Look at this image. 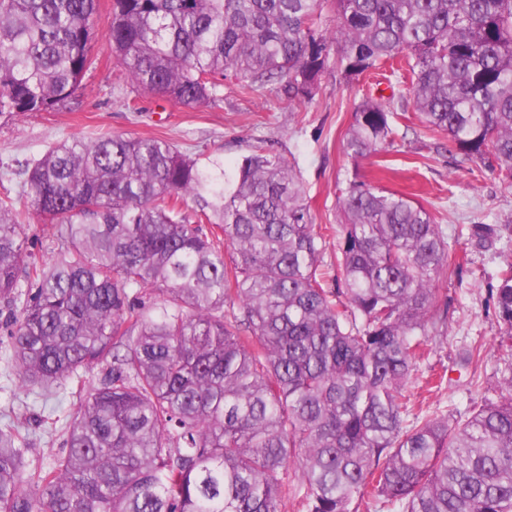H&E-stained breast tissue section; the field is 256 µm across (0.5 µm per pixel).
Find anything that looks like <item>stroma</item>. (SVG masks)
I'll list each match as a JSON object with an SVG mask.
<instances>
[{
  "label": "stroma",
  "instance_id": "stroma-1",
  "mask_svg": "<svg viewBox=\"0 0 512 512\" xmlns=\"http://www.w3.org/2000/svg\"><path fill=\"white\" fill-rule=\"evenodd\" d=\"M111 23L112 0H99L94 65L75 100L51 112L0 118V194L18 190L16 181L4 178L5 170L39 158L58 142L110 134L160 138L191 155L228 163L254 146L267 145L300 175L317 225L339 224V199L349 180L405 195L429 210L455 241L448 275L435 284V305L444 325L429 358L433 366L446 367L447 380L429 401L460 420L472 404L500 398L504 363L494 340L498 316L493 293L499 270L512 263V181L449 152L445 135L413 118L409 92H392L387 76L377 70L347 79L328 68L305 108L268 87L242 91L230 79L218 99L194 108L136 91L109 41ZM368 95L411 118L393 147L354 159L345 150V137L356 106ZM474 224L501 226V239L477 241L470 232ZM477 338L484 339L485 349L472 364H464L462 352ZM7 346L0 329V414L27 417L39 412L41 403L8 366ZM75 406L69 396L56 402L51 420L33 431L34 455L47 461L61 453L62 425Z\"/></svg>",
  "mask_w": 512,
  "mask_h": 512
}]
</instances>
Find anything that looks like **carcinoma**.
<instances>
[{
	"instance_id": "cac0c4a2",
	"label": "carcinoma",
	"mask_w": 512,
	"mask_h": 512,
	"mask_svg": "<svg viewBox=\"0 0 512 512\" xmlns=\"http://www.w3.org/2000/svg\"><path fill=\"white\" fill-rule=\"evenodd\" d=\"M97 4L0 0V116L77 97ZM108 36L134 87L187 108L229 75L305 107L330 65L397 58L420 122L512 179V0H113ZM398 119L364 98L348 154L393 146ZM12 174V366L42 403H79L47 464L28 422H0V512H282L293 494L298 512H512L511 263L495 292L505 393L452 422L408 394L451 254L411 200L350 182L333 266L297 173L261 146L226 169L158 138L72 139ZM32 213L57 229L49 262L25 251Z\"/></svg>"
}]
</instances>
